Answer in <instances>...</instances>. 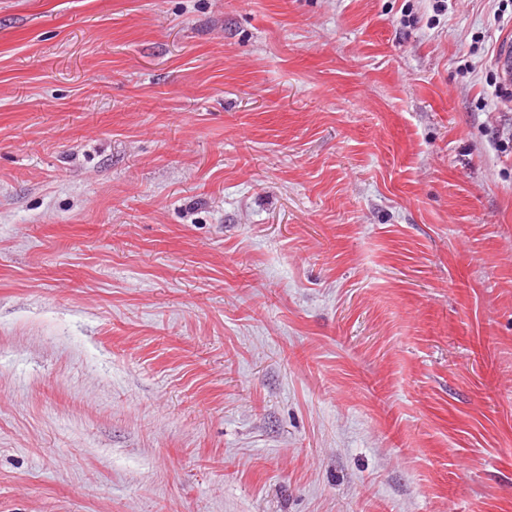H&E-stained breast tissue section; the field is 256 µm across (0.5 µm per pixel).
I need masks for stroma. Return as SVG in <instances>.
Wrapping results in <instances>:
<instances>
[{"instance_id":"1","label":"stroma","mask_w":512,"mask_h":512,"mask_svg":"<svg viewBox=\"0 0 512 512\" xmlns=\"http://www.w3.org/2000/svg\"><path fill=\"white\" fill-rule=\"evenodd\" d=\"M0 0V512H512L505 0Z\"/></svg>"}]
</instances>
